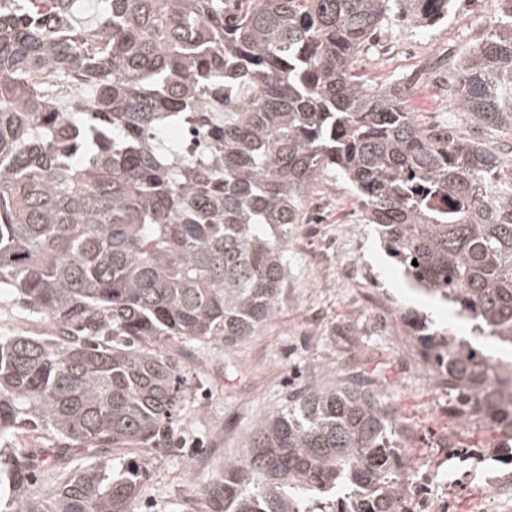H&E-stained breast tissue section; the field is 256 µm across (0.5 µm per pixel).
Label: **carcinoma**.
Instances as JSON below:
<instances>
[{
    "mask_svg": "<svg viewBox=\"0 0 512 512\" xmlns=\"http://www.w3.org/2000/svg\"><path fill=\"white\" fill-rule=\"evenodd\" d=\"M83 2L0 8V294L52 329L0 336V512H133L144 472L111 455L170 442L187 376L164 346L229 352L276 316L289 234L326 176L411 287L512 349V159L356 71L395 9L436 21L448 0H96L89 28ZM508 4L448 63L478 130L512 131ZM78 74L93 97L63 107ZM177 129L192 143L163 142ZM405 323L460 423L512 465V361ZM39 430L49 447L7 452ZM397 440L369 384L314 385L245 434L206 512H401Z\"/></svg>",
    "mask_w": 512,
    "mask_h": 512,
    "instance_id": "cac0c4a2",
    "label": "carcinoma"
}]
</instances>
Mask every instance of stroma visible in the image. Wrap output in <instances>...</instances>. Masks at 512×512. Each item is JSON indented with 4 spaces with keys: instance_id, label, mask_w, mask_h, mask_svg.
<instances>
[{
    "instance_id": "stroma-1",
    "label": "stroma",
    "mask_w": 512,
    "mask_h": 512,
    "mask_svg": "<svg viewBox=\"0 0 512 512\" xmlns=\"http://www.w3.org/2000/svg\"><path fill=\"white\" fill-rule=\"evenodd\" d=\"M502 9V0H451L435 24L399 10L357 71L379 85L406 86L407 106L421 122L511 144L503 132L475 133L441 88L443 62L464 58L485 31L484 15ZM360 211L342 179L325 178L309 222L295 225L288 241V296L277 316L232 351L220 343L191 348L172 448L115 454L148 473L134 512H202L193 487L207 486L225 460L244 454L243 437L259 417L276 412L289 392L348 376L371 381L395 411L408 463L403 512H512V467L488 449L487 433L461 426L403 315L426 314L435 329L456 336H470V324L410 287ZM48 333L44 318L0 297V336Z\"/></svg>"
}]
</instances>
